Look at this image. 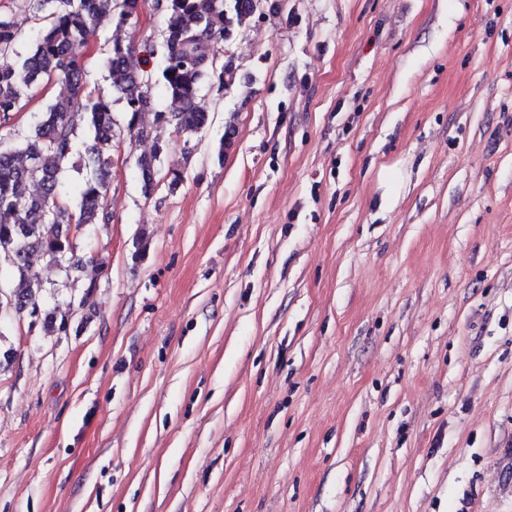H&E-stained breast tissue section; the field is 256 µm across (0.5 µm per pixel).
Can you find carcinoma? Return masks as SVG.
Listing matches in <instances>:
<instances>
[{
    "label": "carcinoma",
    "instance_id": "cac0c4a2",
    "mask_svg": "<svg viewBox=\"0 0 512 512\" xmlns=\"http://www.w3.org/2000/svg\"><path fill=\"white\" fill-rule=\"evenodd\" d=\"M264 0H164L167 14L160 40L135 47L112 43L106 65L127 114L126 135L144 136L140 118L154 113L155 128L174 127L191 139L209 121L200 105L205 88L235 83V68L216 65L210 54L215 42L228 41L246 28ZM139 10V0H36V26L24 45L12 18L0 14V56L15 63L0 67V116L9 120L22 108L28 91L52 77L66 93L36 117L29 133L10 145L0 141V261L6 265L9 297L14 308L0 307V320L13 312L38 316L36 292L42 283L31 275L30 258L45 257L65 274L85 271L88 261L67 237L70 229L107 224L104 198L117 138L112 103L89 88L84 69L71 58L82 40L97 27H125ZM158 65L145 70L148 63ZM161 86L165 106L157 108L153 93ZM84 150V165L94 174L70 195L60 181L65 164ZM161 145L138 159L142 188L157 185Z\"/></svg>",
    "mask_w": 512,
    "mask_h": 512
}]
</instances>
